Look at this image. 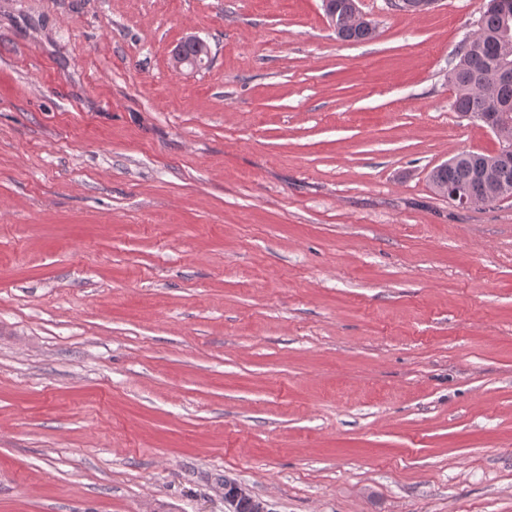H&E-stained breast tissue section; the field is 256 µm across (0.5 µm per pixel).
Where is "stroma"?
Listing matches in <instances>:
<instances>
[{
	"mask_svg": "<svg viewBox=\"0 0 512 512\" xmlns=\"http://www.w3.org/2000/svg\"><path fill=\"white\" fill-rule=\"evenodd\" d=\"M486 3L0 0V512H512V199L428 180ZM355 0H322L323 10L327 19L336 17L333 20H328L329 26L334 28L337 36L345 41L363 42L376 37L378 24L375 21H368L367 24L361 25H347L343 20L345 15L352 11L355 6L358 9ZM224 480L223 483L219 482ZM215 493L224 499L228 512H238L241 506L248 512H270L267 504L255 497L248 487L228 476L215 478ZM218 484V485H217Z\"/></svg>",
	"mask_w": 512,
	"mask_h": 512,
	"instance_id": "1",
	"label": "stroma"
}]
</instances>
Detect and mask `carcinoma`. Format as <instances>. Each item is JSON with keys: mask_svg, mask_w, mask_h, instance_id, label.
<instances>
[{"mask_svg": "<svg viewBox=\"0 0 512 512\" xmlns=\"http://www.w3.org/2000/svg\"><path fill=\"white\" fill-rule=\"evenodd\" d=\"M326 17L336 18L334 31L345 41L363 42L376 37L378 24L370 21L361 25H348L345 15L355 6L354 0H322ZM512 14V5L506 7L498 0H489L487 9L480 16V32L472 33L470 49L457 50L448 81L455 89L452 107L462 117L478 121L481 116L492 117L501 112L500 105L512 102V82H500L497 71L500 65L497 39L505 26V15ZM490 156L462 152L433 168L429 173L432 188L445 190L470 188L477 173L488 163Z\"/></svg>", "mask_w": 512, "mask_h": 512, "instance_id": "obj_1", "label": "carcinoma"}]
</instances>
